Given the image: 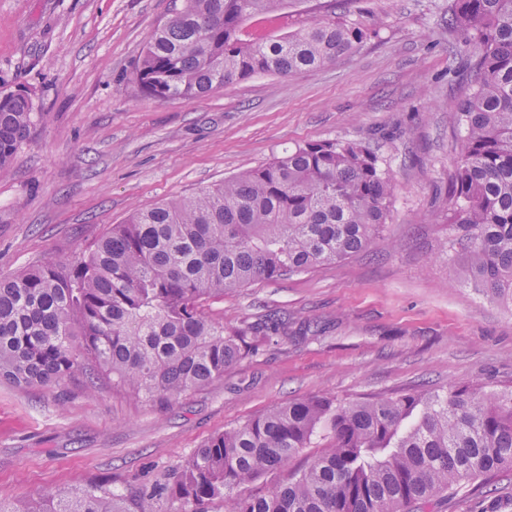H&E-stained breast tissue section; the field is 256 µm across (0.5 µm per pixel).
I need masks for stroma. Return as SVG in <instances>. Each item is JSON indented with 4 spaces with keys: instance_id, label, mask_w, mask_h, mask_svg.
<instances>
[{
    "instance_id": "stroma-1",
    "label": "stroma",
    "mask_w": 512,
    "mask_h": 512,
    "mask_svg": "<svg viewBox=\"0 0 512 512\" xmlns=\"http://www.w3.org/2000/svg\"><path fill=\"white\" fill-rule=\"evenodd\" d=\"M454 0H336L377 32L338 62L159 100L132 72L172 0H0V91H28L29 138L0 177V272L65 260L137 210L193 195L296 146L368 141L395 183L365 250L213 301L225 323L284 319L207 388L159 411L81 376L0 382V497L23 512L48 488L137 494L225 429L288 402H341L478 382L512 390V307L441 249L477 48ZM425 512H512V472Z\"/></svg>"
}]
</instances>
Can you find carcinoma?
I'll return each instance as SVG.
<instances>
[{"label": "carcinoma", "mask_w": 512, "mask_h": 512, "mask_svg": "<svg viewBox=\"0 0 512 512\" xmlns=\"http://www.w3.org/2000/svg\"><path fill=\"white\" fill-rule=\"evenodd\" d=\"M296 30L288 0H180L151 33L133 75L157 99L205 97L254 74L335 63L370 36L336 0ZM448 23L478 49L442 247L463 256L486 296L512 303V0H455ZM33 123L28 94L0 92V177ZM393 176L362 140L300 145L271 163L114 224L63 261L0 275V381L58 384L86 375L164 406L201 390L267 339L269 326L210 316L209 302L309 272L365 249L390 214ZM307 469L262 494H230L288 465L316 436ZM498 470H512V392L481 385L340 403L311 396L209 439L160 483L126 499L105 484L46 489L27 512H416Z\"/></svg>", "instance_id": "cac0c4a2"}]
</instances>
